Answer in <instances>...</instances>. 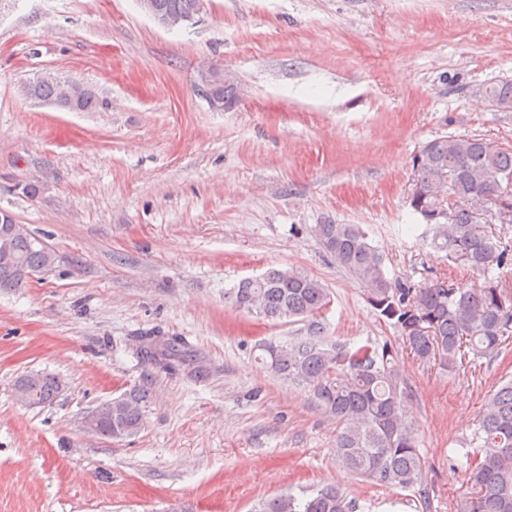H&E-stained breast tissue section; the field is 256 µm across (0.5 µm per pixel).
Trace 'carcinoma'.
<instances>
[{"instance_id":"obj_1","label":"carcinoma","mask_w":512,"mask_h":512,"mask_svg":"<svg viewBox=\"0 0 512 512\" xmlns=\"http://www.w3.org/2000/svg\"><path fill=\"white\" fill-rule=\"evenodd\" d=\"M160 24L173 28L200 13V0H140ZM202 94L210 104L228 106L235 86L218 74L202 77ZM32 99L71 111L99 105L95 93L44 74L23 86ZM481 95L497 107L512 110V81L489 85ZM501 201L497 219L512 224V146L475 136H443L425 143L415 157L409 206L433 232V246L448 260L480 274L482 283L459 294L446 281L421 284L388 276L383 251L358 224H316L312 232L337 265L363 286L376 315L392 324L421 362L455 371L466 356L493 358L512 337V293L502 288L497 269L512 260V245L479 215ZM15 262L0 265V291L24 286L22 272L52 264L35 237L12 238ZM224 303L266 320L308 323L310 338H291L263 346V360L279 379L307 389L336 424V461L349 475L371 483L417 490L423 512H430L424 487L425 461L417 430L404 415L407 383L394 347L366 341L348 344L325 335L317 317L330 305V293L317 278L294 268H270L224 291ZM42 407L59 394V379L26 375L15 385ZM149 393L133 388L112 400V419L101 429L131 436L143 424ZM465 459L467 491L456 512H512V378L493 393L479 415ZM359 505L337 485L280 493L262 500L256 512H356Z\"/></svg>"}]
</instances>
